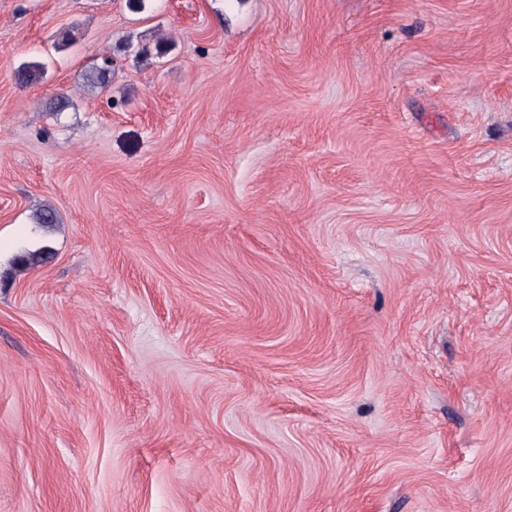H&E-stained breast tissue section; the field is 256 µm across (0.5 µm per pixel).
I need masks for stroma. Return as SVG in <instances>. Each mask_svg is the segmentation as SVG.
<instances>
[{"label": "stroma", "instance_id": "1", "mask_svg": "<svg viewBox=\"0 0 512 512\" xmlns=\"http://www.w3.org/2000/svg\"><path fill=\"white\" fill-rule=\"evenodd\" d=\"M0 512H512V0H0Z\"/></svg>", "mask_w": 512, "mask_h": 512}]
</instances>
